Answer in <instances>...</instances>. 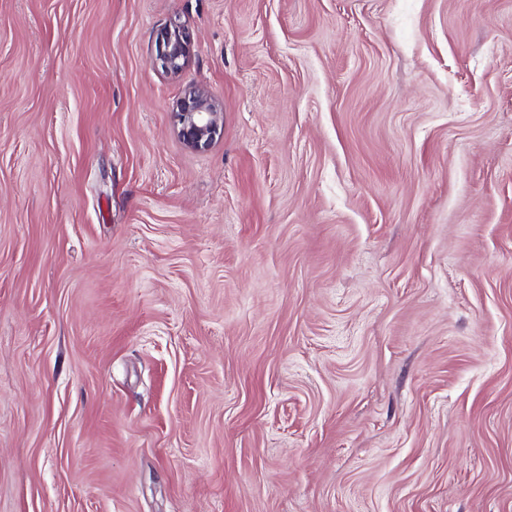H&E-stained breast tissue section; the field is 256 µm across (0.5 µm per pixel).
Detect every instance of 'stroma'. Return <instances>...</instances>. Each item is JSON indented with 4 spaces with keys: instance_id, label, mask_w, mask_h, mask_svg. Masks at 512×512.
I'll list each match as a JSON object with an SVG mask.
<instances>
[{
    "instance_id": "35a3bbf8",
    "label": "stroma",
    "mask_w": 512,
    "mask_h": 512,
    "mask_svg": "<svg viewBox=\"0 0 512 512\" xmlns=\"http://www.w3.org/2000/svg\"><path fill=\"white\" fill-rule=\"evenodd\" d=\"M0 512H512V0H0ZM190 37L185 29L175 26L173 32H167L159 45V60L165 72L180 75L189 58ZM174 117L180 140L194 151L208 149L223 128V112L208 93L197 89L188 90Z\"/></svg>"
}]
</instances>
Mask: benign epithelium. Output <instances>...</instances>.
I'll use <instances>...</instances> for the list:
<instances>
[{
    "mask_svg": "<svg viewBox=\"0 0 512 512\" xmlns=\"http://www.w3.org/2000/svg\"><path fill=\"white\" fill-rule=\"evenodd\" d=\"M190 37L185 29L177 26L166 33L159 45V60L165 72L179 75L189 58ZM223 113L212 97L197 89H190L175 113L177 133L190 150L208 149L223 128Z\"/></svg>",
    "mask_w": 512,
    "mask_h": 512,
    "instance_id": "benign-epithelium-1",
    "label": "benign epithelium"
}]
</instances>
